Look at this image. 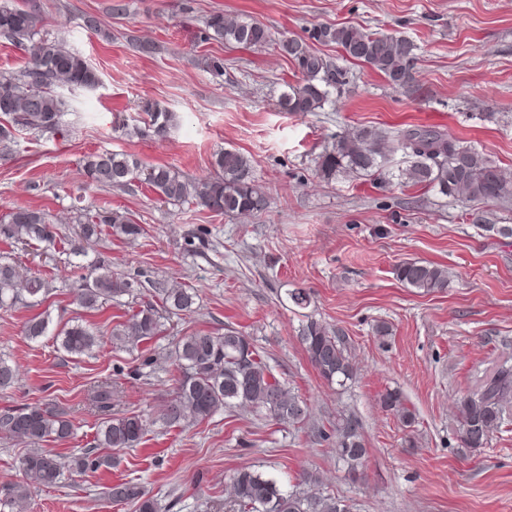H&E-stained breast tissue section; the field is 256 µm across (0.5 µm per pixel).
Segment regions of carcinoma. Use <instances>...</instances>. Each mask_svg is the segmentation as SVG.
<instances>
[{
  "mask_svg": "<svg viewBox=\"0 0 512 512\" xmlns=\"http://www.w3.org/2000/svg\"><path fill=\"white\" fill-rule=\"evenodd\" d=\"M40 14L33 6H19L12 0H0V36L11 41L28 57L26 69L18 74L0 73V142L12 140L13 131L54 133L63 123L67 102L58 89L92 90L100 83L95 70L67 44L42 31ZM208 36L245 48H264L272 42L271 33L259 22H247L220 11L205 21ZM332 44L346 58L365 64L381 73L390 84L404 87L414 77L415 45L400 35L368 32L355 26L316 25L309 41L285 37L279 40L280 54L298 70L299 81L284 94L282 108L306 115L323 108L330 87L336 84L330 62L314 52L310 42ZM142 111L149 120L123 133L139 139H164L176 124L174 113L146 100ZM402 152L406 166L397 168V177L407 183L438 190L446 197L477 204L512 201V182L484 153L458 138L435 128H413L386 134L375 128L359 127L336 137L319 154L317 171L333 180L342 175L386 177L391 154ZM470 163L458 166V158ZM213 172L190 180L166 165L146 167L130 154L101 152L86 158L85 173L93 184L124 187L144 177L164 202L190 201L212 212L239 216L255 214L267 208L268 193L255 176L251 161L236 150L220 149L213 155ZM109 224L115 233L128 239L142 235L141 225L118 212L87 215L81 223L79 238L89 242L101 234V225ZM56 225L42 210L17 206L0 223V239L25 244L55 243ZM84 270L83 288L77 303L96 310L103 303L133 293L130 281L115 277L103 260L80 265ZM396 278L406 286L425 294L439 293L448 287V271L423 261L398 265ZM49 292V282L40 273L23 270L18 263L0 256V309L13 306L21 297L36 298ZM161 307L147 302L128 319L112 326V343L137 345L151 340L161 331L159 309L168 313L190 312L195 292L181 284L156 291ZM50 314L44 312L24 323L31 340L50 336L72 356L91 353L101 345L103 331L76 322L58 331L51 328ZM299 344L318 375L328 384L340 387L356 379L348 339L342 330L313 317L301 325ZM177 372L172 399L160 414L168 427L199 425L231 408H248L291 426L301 425L309 417L308 405L291 388L271 373L250 339L227 330L222 334L196 331L182 337L171 352ZM16 370L0 357V391L12 387ZM385 411L403 425L415 423L414 412L402 394L389 391L380 398ZM93 407L102 416L94 447L122 451L135 448L150 431L152 422L140 414L112 416V383L95 386ZM457 440L461 452L472 455L486 447L492 437L512 424V367L501 365L474 390L457 403ZM75 433V417L52 403L31 404L0 412V435L26 447L19 458L21 479L0 486V512H16L31 490L53 487L65 465L80 471L112 467L114 458L88 450L70 462L42 443L62 442ZM332 452L347 476L362 474L368 449L364 444L360 421L351 413H339L332 422ZM229 502L237 512H352L345 498L325 495L318 478L305 472L296 485L284 488L273 476L252 467L236 470L228 481ZM104 496L120 503H134L136 512H158L157 501L139 482L112 485Z\"/></svg>",
  "mask_w": 512,
  "mask_h": 512,
  "instance_id": "obj_1",
  "label": "carcinoma"
}]
</instances>
